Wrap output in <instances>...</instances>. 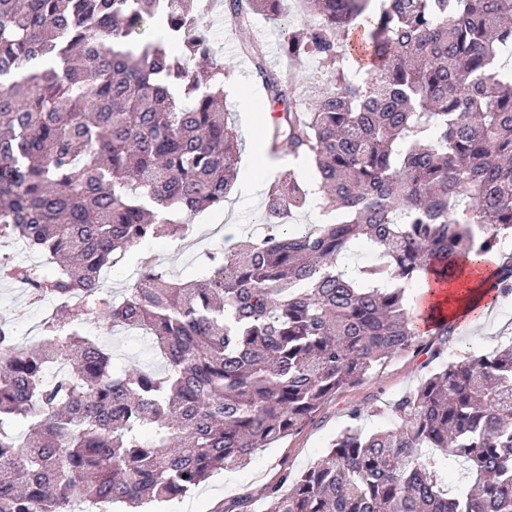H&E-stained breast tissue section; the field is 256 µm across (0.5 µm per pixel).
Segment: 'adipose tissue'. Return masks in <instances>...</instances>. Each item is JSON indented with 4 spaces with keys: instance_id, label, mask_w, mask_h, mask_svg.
<instances>
[{
    "instance_id": "ef3b65f1",
    "label": "adipose tissue",
    "mask_w": 512,
    "mask_h": 512,
    "mask_svg": "<svg viewBox=\"0 0 512 512\" xmlns=\"http://www.w3.org/2000/svg\"><path fill=\"white\" fill-rule=\"evenodd\" d=\"M499 272V260L484 256L463 263L456 281L425 276L414 296V312L419 315L432 310L455 321L481 316L499 297L494 288Z\"/></svg>"
}]
</instances>
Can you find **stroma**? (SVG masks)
<instances>
[{
	"label": "stroma",
	"mask_w": 512,
	"mask_h": 512,
	"mask_svg": "<svg viewBox=\"0 0 512 512\" xmlns=\"http://www.w3.org/2000/svg\"><path fill=\"white\" fill-rule=\"evenodd\" d=\"M314 21L301 4H294L287 19L276 21L259 19L254 27H235L224 15L221 0H214L198 15V25L211 40L218 60L224 66L225 115L234 126L243 144H250L246 112L257 114L281 112V105L270 102L257 90V79L250 61L243 53L246 44L259 43L270 65H278L281 44L289 29L302 28ZM259 174L250 163L249 153H242L238 180L223 207L206 211L191 220L190 246L180 241L159 239L130 248L117 273L104 282L105 292L121 295L130 277L148 264L162 265L175 277H187L200 268L206 252L218 247H230L246 236L261 219L264 205L263 191H243L242 183L258 179ZM52 302L31 305L25 290L0 282V315L11 324L19 342L37 339L40 325L52 309ZM512 336V295L501 298L496 307L481 321L455 325L443 346L444 356L456 359L468 353L493 351ZM117 363L127 368L143 364L161 367L162 360L150 344L140 343L136 337L121 332L106 336ZM435 364L426 355L393 360L376 375L329 403L302 428L283 440L256 452L251 462L236 471L218 472L196 487L185 498L164 503H152L151 512H182L183 504H190L192 512H223L236 499L250 497L257 512H268L269 502L264 497L267 486L274 484L283 470L294 472L305 469L322 453L346 422V411L361 405L367 411L361 420L363 427L375 428L391 423L390 403L400 395L414 390L421 380L434 370Z\"/></svg>",
	"instance_id": "35a3bbf8"
}]
</instances>
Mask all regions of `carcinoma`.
I'll return each mask as SVG.
<instances>
[{"mask_svg": "<svg viewBox=\"0 0 512 512\" xmlns=\"http://www.w3.org/2000/svg\"><path fill=\"white\" fill-rule=\"evenodd\" d=\"M188 0H0V239L53 266L0 265L56 303L36 346L0 320V512H136L294 434L388 361L441 351L408 287L502 250L512 234V0H306L283 63L245 51L284 104L270 155L316 166L269 184L266 233L174 280L143 267L118 297L103 274L130 247L183 239L224 205L241 144L217 110L224 72ZM292 0H224L236 26ZM362 29L374 64L349 37ZM320 63L314 102L296 66ZM319 186L334 224L286 228ZM356 242L380 262L336 271ZM139 330L161 371L126 373L89 327ZM367 430L365 409L273 512H512V337L440 360Z\"/></svg>", "mask_w": 512, "mask_h": 512, "instance_id": "carcinoma-1", "label": "carcinoma"}]
</instances>
